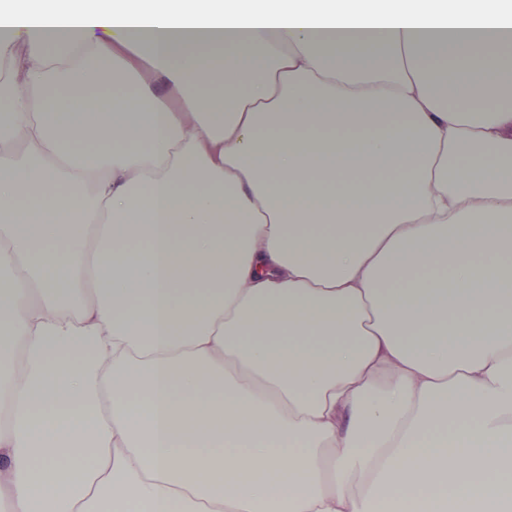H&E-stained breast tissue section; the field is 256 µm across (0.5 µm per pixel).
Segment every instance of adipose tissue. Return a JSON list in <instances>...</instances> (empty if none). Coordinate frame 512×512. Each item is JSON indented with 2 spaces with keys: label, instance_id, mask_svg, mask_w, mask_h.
I'll list each match as a JSON object with an SVG mask.
<instances>
[{
  "label": "adipose tissue",
  "instance_id": "adipose-tissue-1",
  "mask_svg": "<svg viewBox=\"0 0 512 512\" xmlns=\"http://www.w3.org/2000/svg\"><path fill=\"white\" fill-rule=\"evenodd\" d=\"M0 142V512H512V0H19Z\"/></svg>",
  "mask_w": 512,
  "mask_h": 512
}]
</instances>
